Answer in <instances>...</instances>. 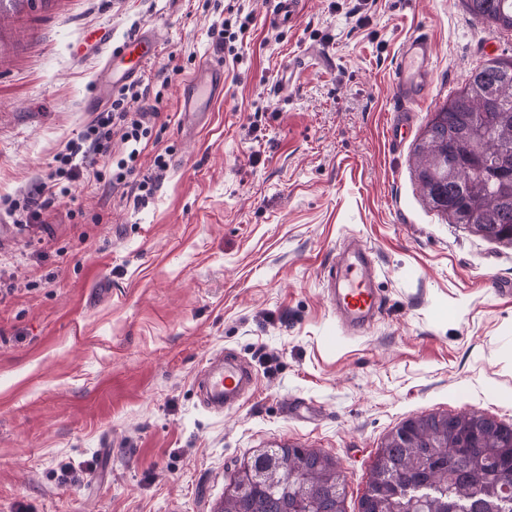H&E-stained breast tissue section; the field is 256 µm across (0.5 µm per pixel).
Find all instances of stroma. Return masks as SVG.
I'll list each match as a JSON object with an SVG mask.
<instances>
[{
  "label": "stroma",
  "instance_id": "obj_1",
  "mask_svg": "<svg viewBox=\"0 0 512 512\" xmlns=\"http://www.w3.org/2000/svg\"><path fill=\"white\" fill-rule=\"evenodd\" d=\"M251 18L241 59L216 46ZM51 0L0 19V205L55 169L111 98L108 56L138 30L159 46L139 79L160 94L137 176L123 145L37 224L0 208V512H220L258 450L329 454L346 512L404 422L478 412L512 426V243L449 223L414 149L427 122L512 31L462 0ZM434 45L428 99L390 142L395 70ZM224 97L183 130L206 64ZM153 193L140 202L141 178ZM366 248L382 304L343 327L329 273ZM231 351L256 375L239 407H205L196 377Z\"/></svg>",
  "mask_w": 512,
  "mask_h": 512
}]
</instances>
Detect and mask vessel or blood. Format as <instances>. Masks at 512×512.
I'll list each match as a JSON object with an SVG mask.
<instances>
[{"instance_id": "b4317fda", "label": "vessel or blood", "mask_w": 512, "mask_h": 512, "mask_svg": "<svg viewBox=\"0 0 512 512\" xmlns=\"http://www.w3.org/2000/svg\"><path fill=\"white\" fill-rule=\"evenodd\" d=\"M156 52L157 45L151 35L142 33L128 38L120 55L108 62L113 82L137 78ZM433 55V44L425 34L412 35L404 42L395 72L396 89L403 103L414 104L426 98ZM223 93V67L203 66L195 81L180 95L183 128L191 130L201 125L210 104ZM371 263L368 251L356 247L348 251L343 263L333 271L336 315L347 327L366 326L379 309L380 298ZM198 382L204 404L221 410L238 403L251 390L254 377L248 366L224 353L200 372Z\"/></svg>"}]
</instances>
